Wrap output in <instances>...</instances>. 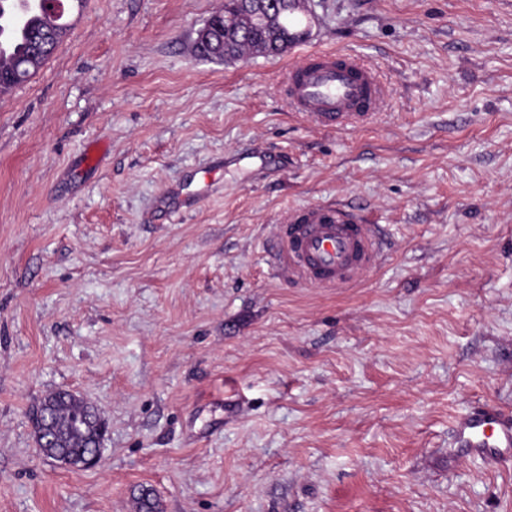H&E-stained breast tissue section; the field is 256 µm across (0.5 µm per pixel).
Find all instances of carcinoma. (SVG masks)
<instances>
[{"label":"carcinoma","mask_w":512,"mask_h":512,"mask_svg":"<svg viewBox=\"0 0 512 512\" xmlns=\"http://www.w3.org/2000/svg\"><path fill=\"white\" fill-rule=\"evenodd\" d=\"M237 9V0H224V7L206 23L211 41L194 39L195 57L231 62L233 57L256 45L262 46L261 54L265 56H279L299 43L296 30L289 27L286 20L269 29L253 30L241 42L224 41L225 17L236 15ZM7 24L22 26L26 36L4 53L1 31ZM69 31L62 21L50 26L42 15L29 10L26 0H0V91L9 92L38 73ZM39 409L43 424L36 426L34 434L47 430L53 438L52 447L40 449L42 454L59 452L80 459L96 447L97 428L92 406L83 398L66 390L54 391L41 401Z\"/></svg>","instance_id":"cac0c4a2"}]
</instances>
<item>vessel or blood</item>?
Segmentation results:
<instances>
[{"mask_svg": "<svg viewBox=\"0 0 512 512\" xmlns=\"http://www.w3.org/2000/svg\"><path fill=\"white\" fill-rule=\"evenodd\" d=\"M284 91L297 111L325 127L366 121L381 101L375 72L340 53H303L290 66ZM276 238L282 273L321 288L349 287L381 261L376 225L338 204L290 212ZM451 439L459 458L489 467L512 460V418L497 407L461 414Z\"/></svg>", "mask_w": 512, "mask_h": 512, "instance_id": "obj_1", "label": "vessel or blood"}]
</instances>
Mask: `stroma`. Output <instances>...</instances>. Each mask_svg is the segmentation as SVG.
<instances>
[{"label": "stroma", "instance_id": "stroma-1", "mask_svg": "<svg viewBox=\"0 0 512 512\" xmlns=\"http://www.w3.org/2000/svg\"><path fill=\"white\" fill-rule=\"evenodd\" d=\"M224 0H86L0 102V512H512V461L448 451L512 414V0H315L303 47L376 69L370 124L316 126L298 55L199 60ZM192 211L157 202L216 159ZM338 203L386 253L343 290L276 270L291 209ZM67 389L109 423L100 464L43 457ZM451 439L459 459L480 458L488 467L512 460V418L495 406L461 414L454 421Z\"/></svg>", "mask_w": 512, "mask_h": 512}]
</instances>
